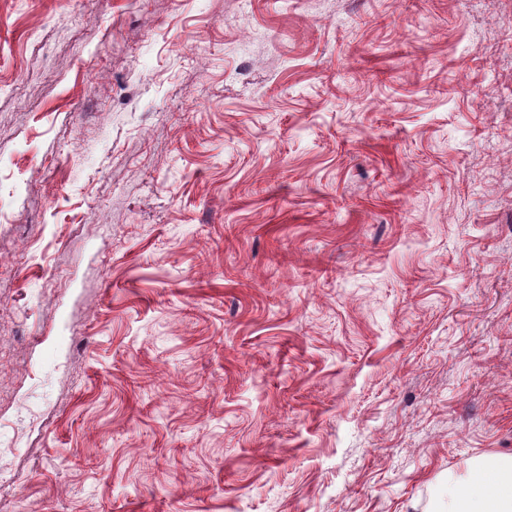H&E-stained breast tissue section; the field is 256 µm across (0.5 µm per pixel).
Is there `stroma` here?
I'll return each mask as SVG.
<instances>
[{"label":"stroma","instance_id":"35a3bbf8","mask_svg":"<svg viewBox=\"0 0 512 512\" xmlns=\"http://www.w3.org/2000/svg\"><path fill=\"white\" fill-rule=\"evenodd\" d=\"M512 455V0H0L9 512H433Z\"/></svg>","mask_w":512,"mask_h":512}]
</instances>
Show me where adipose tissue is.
Segmentation results:
<instances>
[{"instance_id":"obj_1","label":"adipose tissue","mask_w":512,"mask_h":512,"mask_svg":"<svg viewBox=\"0 0 512 512\" xmlns=\"http://www.w3.org/2000/svg\"><path fill=\"white\" fill-rule=\"evenodd\" d=\"M448 512H512V455L476 458L470 492L452 498Z\"/></svg>"}]
</instances>
